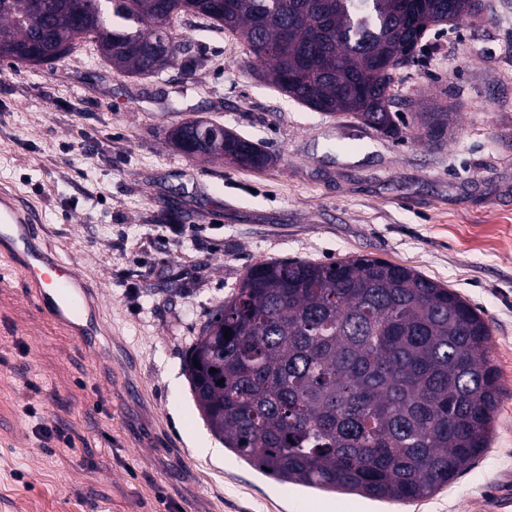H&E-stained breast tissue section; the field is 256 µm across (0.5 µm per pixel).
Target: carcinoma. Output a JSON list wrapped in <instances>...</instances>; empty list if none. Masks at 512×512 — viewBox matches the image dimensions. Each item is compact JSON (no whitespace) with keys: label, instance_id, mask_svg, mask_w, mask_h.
<instances>
[{"label":"carcinoma","instance_id":"1","mask_svg":"<svg viewBox=\"0 0 512 512\" xmlns=\"http://www.w3.org/2000/svg\"><path fill=\"white\" fill-rule=\"evenodd\" d=\"M0 0L12 64L48 65L93 38L97 58L132 75L159 76L150 44L178 15L203 16L232 34L257 33L249 54L263 78L318 112H384L397 133L395 73L377 55L411 58L458 0H401L430 20L406 28L392 0ZM281 45L279 53L266 46ZM268 160L232 134L219 150ZM231 336L224 338V330ZM481 312L417 270L366 255L332 263L270 260L250 267L208 315L185 375L210 432L275 480L378 501L430 496L488 447L502 386ZM198 364H193V361ZM216 372H210V369ZM223 384H217L218 380Z\"/></svg>","mask_w":512,"mask_h":512}]
</instances>
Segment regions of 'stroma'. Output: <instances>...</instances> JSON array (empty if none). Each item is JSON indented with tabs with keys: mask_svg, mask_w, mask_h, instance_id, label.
I'll return each instance as SVG.
<instances>
[{
	"mask_svg": "<svg viewBox=\"0 0 512 512\" xmlns=\"http://www.w3.org/2000/svg\"><path fill=\"white\" fill-rule=\"evenodd\" d=\"M437 27L397 70L401 136L326 115L249 71L236 35L181 16L201 57L131 76L91 40L51 65L0 61V186L98 287L101 351L27 298L0 255V512H490L512 489V0ZM445 107L429 139L417 113ZM204 119L251 139L260 170L181 154ZM368 255L414 267L477 307L502 395L489 448L453 484L380 503L281 483L224 448L184 374L208 312L264 260ZM72 445L41 446V429Z\"/></svg>",
	"mask_w": 512,
	"mask_h": 512,
	"instance_id": "stroma-1",
	"label": "stroma"
}]
</instances>
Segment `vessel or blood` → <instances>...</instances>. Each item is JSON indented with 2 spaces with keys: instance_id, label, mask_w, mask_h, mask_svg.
<instances>
[{
  "instance_id": "obj_1",
  "label": "vessel or blood",
  "mask_w": 512,
  "mask_h": 512,
  "mask_svg": "<svg viewBox=\"0 0 512 512\" xmlns=\"http://www.w3.org/2000/svg\"><path fill=\"white\" fill-rule=\"evenodd\" d=\"M42 215L0 188V254L19 266L23 286L42 313L78 344L99 348L103 334L93 287L59 258L38 232Z\"/></svg>"
}]
</instances>
